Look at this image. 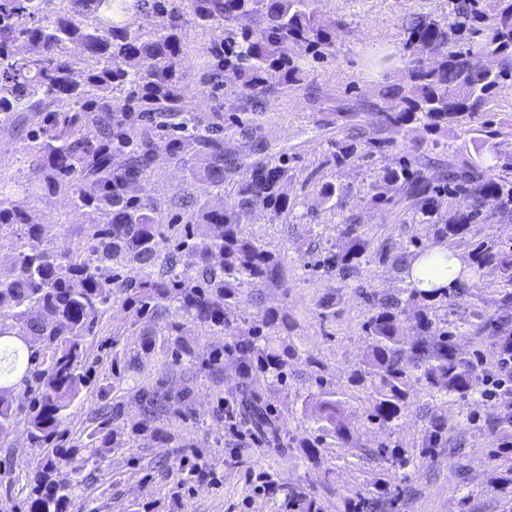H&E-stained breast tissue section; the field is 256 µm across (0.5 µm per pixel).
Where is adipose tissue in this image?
<instances>
[{"instance_id":"1","label":"adipose tissue","mask_w":512,"mask_h":512,"mask_svg":"<svg viewBox=\"0 0 512 512\" xmlns=\"http://www.w3.org/2000/svg\"><path fill=\"white\" fill-rule=\"evenodd\" d=\"M469 259L442 244L427 248L423 255L411 261L405 270L410 287L421 291L433 288L455 290L469 273Z\"/></svg>"}]
</instances>
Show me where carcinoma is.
<instances>
[{
  "mask_svg": "<svg viewBox=\"0 0 512 512\" xmlns=\"http://www.w3.org/2000/svg\"><path fill=\"white\" fill-rule=\"evenodd\" d=\"M311 0H0V128L24 133L21 180H0V243L14 252L13 272L0 276V434L25 424L29 441L44 451L30 482L28 512H62L69 484L52 480L74 452L62 439L65 412L91 382L95 369L85 337L112 309L116 298L143 316L161 317L166 303L215 333L236 330L235 285L265 282L274 270L272 252L242 235L241 224L261 202L288 209V163L271 160L254 167L238 190L233 207L203 205L183 225L165 224L161 205L137 194L136 187L160 159L189 164L192 172L224 193V102L207 117L185 109L190 86L186 67L187 28L210 31L200 54L196 83L218 92L233 74L255 87L270 69L285 82L298 81L290 56L295 44H328ZM150 12L162 19L152 29L130 19ZM259 25L232 29L242 16ZM452 23L419 21L404 49L412 55L409 79L390 89L394 111L381 124L407 133L422 123L432 131L457 127L473 132L478 148L492 150L502 135L484 118L497 87L512 80V0H493L489 13L460 11ZM498 53L502 68L476 71L470 55ZM355 146L341 143L331 153L338 168L349 164ZM480 165L464 184L475 211L503 195L505 185L484 179ZM63 191L87 218L88 229L70 248L55 250V224H34L13 203L19 191ZM405 190L422 219H432L439 189L406 164L386 168L373 185V198L385 203ZM469 216L434 225L441 238L460 236ZM336 261L353 268L366 245L353 224ZM175 242L177 263L162 246ZM448 296L410 289L381 305L367 323L370 339L366 369L357 373L369 390V420L395 424L408 410L415 385L465 398L480 384L473 361L457 349L452 334L431 333L432 302ZM24 324L18 335L15 326ZM419 331L406 344L404 324ZM238 356L244 377L261 373L284 381L285 343L256 332L249 343L224 347ZM222 414L253 425L266 441L282 447L285 419L254 395L248 383L224 401ZM341 401L323 392L310 409L318 430L355 450L353 435L339 420ZM448 433L447 421H428L430 453ZM368 493L394 509L399 492L378 477Z\"/></svg>",
  "mask_w": 512,
  "mask_h": 512,
  "instance_id": "cac0c4a2",
  "label": "carcinoma"
}]
</instances>
